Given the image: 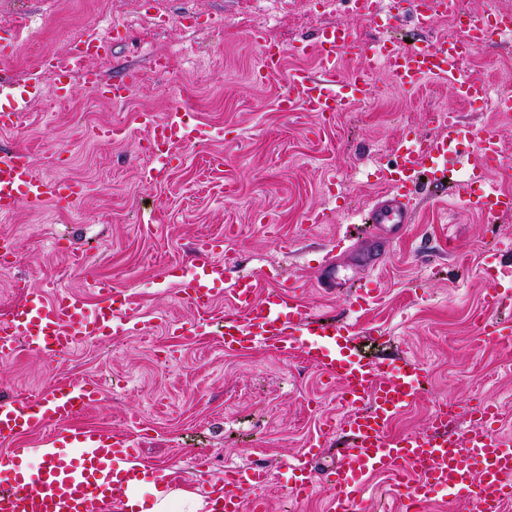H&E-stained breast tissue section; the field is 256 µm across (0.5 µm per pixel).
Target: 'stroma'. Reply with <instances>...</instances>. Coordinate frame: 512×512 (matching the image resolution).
Wrapping results in <instances>:
<instances>
[{
  "label": "stroma",
  "instance_id": "1",
  "mask_svg": "<svg viewBox=\"0 0 512 512\" xmlns=\"http://www.w3.org/2000/svg\"><path fill=\"white\" fill-rule=\"evenodd\" d=\"M18 8L36 27L17 36L12 81L0 87V103L20 96L44 59L66 56L107 16L112 53L91 67L107 78L125 70L143 78L126 103L114 104L90 94L73 74L67 104L44 94L22 112L16 130L0 131V146L32 151L40 176L86 185L73 211L23 203L0 219V236L14 239L19 256L11 270L0 271V300L18 299V279L91 297L88 267L127 291L131 317L153 330L148 339L132 331L62 358L24 351L0 361V400L46 393L65 380L95 383L100 397L81 424L130 439L141 466L166 471L164 490L197 500L226 467L249 462L268 473L270 512H325L330 486L294 500L286 464L324 420L343 417L338 385L298 352L258 347L225 355L223 337L211 328L178 343L167 326L190 317L175 293L178 265L197 239L217 238L232 276L277 272L313 311L347 320L350 298L320 287L321 266L333 258L350 283L364 274L345 234L387 193L376 172L394 162L395 141L438 133L431 115L456 112L476 131L498 135L506 154L493 177L512 193V114L491 100H458L440 80L408 93L381 71L375 97L352 111L324 119L280 111L289 71L315 67L314 58L294 56L292 47L317 43L324 27L345 21L362 37H412L409 17L381 31L355 15L350 0H0V12ZM256 31L287 49L283 72L259 74L258 47L250 40ZM162 51L168 67L157 74L150 63ZM465 68L496 85L501 71L512 72V36L476 51ZM175 108L213 136L175 148L161 180L144 183L136 115ZM115 124L124 128L119 137H100ZM317 210L329 213V222L308 223ZM492 258L512 266V213L489 218L443 193L417 201L413 224L378 271L376 301L358 317L362 335L378 337L385 349L383 370L409 357L427 371L424 392L394 418L392 434L426 431L435 406L448 399L459 405L454 434L470 428L472 404L492 401L499 431L512 436V345L479 347L473 339L486 288L476 270ZM199 458L206 469L195 467Z\"/></svg>",
  "mask_w": 512,
  "mask_h": 512
}]
</instances>
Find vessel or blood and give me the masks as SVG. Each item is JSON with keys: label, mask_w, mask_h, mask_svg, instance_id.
I'll list each match as a JSON object with an SVG mask.
<instances>
[{"label": "vessel or blood", "mask_w": 512, "mask_h": 512, "mask_svg": "<svg viewBox=\"0 0 512 512\" xmlns=\"http://www.w3.org/2000/svg\"><path fill=\"white\" fill-rule=\"evenodd\" d=\"M414 22L421 33H429L441 17L455 12L459 0H412ZM356 11L371 23L385 28L396 16L385 0H352ZM512 33V22L497 20L489 26L467 28L436 42L407 46L393 40H368L352 28L336 23L324 28L317 43L295 46L296 55L315 56V71H297L279 107L300 109L319 117L346 112L371 98L369 78L374 68L384 69L396 87L413 92L428 80L445 81L453 97L470 102L488 97L487 87L472 79L464 62L474 48ZM108 44L77 43L67 64L46 61L35 79L32 96L50 87L59 101L73 93L71 76L80 73L85 86L113 103L125 102L139 82L138 75L114 82L87 66L90 58L107 55ZM352 52L363 67L346 72L339 55ZM144 132V150L152 159L141 170L153 179L156 166L166 165L172 149L192 147L208 132L189 123L185 112L164 115L143 112L137 117ZM445 133L428 138H402L395 146L394 164L379 169L380 180L391 189L389 197L366 216L372 227L361 258L374 267L385 258L391 242L406 232L412 217V200L421 193L423 168L447 173L451 149L476 141L477 153L469 163L467 178L455 180V199L469 209L490 217L512 211V195L491 182L488 174L503 160L500 139L490 131L476 133L457 113L448 112ZM84 193L82 183L39 176L31 153L17 146L0 151V216L12 214L19 202L39 209L52 205L60 210L76 206ZM227 261L222 248L210 238L198 239L181 267L176 282L177 297L192 313L189 322L173 328L176 338L187 339L215 321L223 322L224 352L239 355L261 346L280 355L300 352L329 379L339 384L346 416L340 423H326L317 437L302 448L290 465L289 486L295 498L307 496L316 482L313 463L336 433H345L349 445L336 466L326 472L334 494L327 512H362L367 477L389 476L399 493V512H426L437 492L446 491L463 502L467 512H502L512 502V438L495 428L498 409L490 402L473 411V422L465 436L449 433L447 413L434 415L422 433L395 436L392 420L421 394L423 366L405 362L391 376H384L378 363L360 356L351 324L316 317L295 289H275L258 298V280L240 277L231 282V304L218 308L211 285L223 280ZM487 284L485 305L492 315L477 321L475 342L483 347L512 344V318L502 315L512 299V272L484 265ZM96 304L78 294H49L44 288H25L24 297L10 313L0 317V358L13 356L18 347L56 358L89 340H109L133 327L128 312L132 305L126 291L110 280L89 274ZM100 394L97 385L70 380L50 392L19 397L0 403V512H109L132 492L136 456L130 440L102 435L77 426L80 413ZM49 431L51 440L63 441L64 451L47 453L39 468L28 462V449L18 440L37 431ZM266 472L258 467L234 465L210 485L207 497L213 512H244L248 493L264 487Z\"/></svg>", "instance_id": "b4317fda"}]
</instances>
